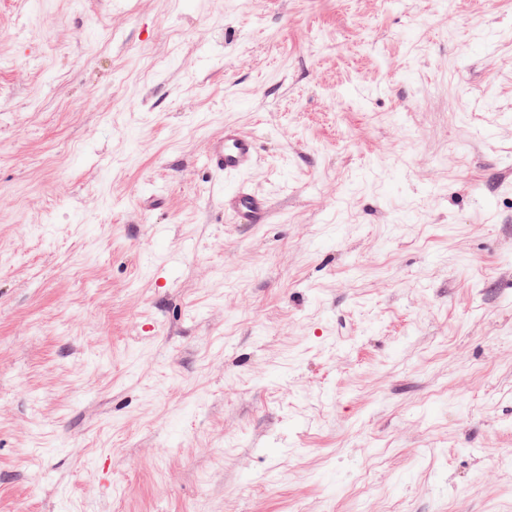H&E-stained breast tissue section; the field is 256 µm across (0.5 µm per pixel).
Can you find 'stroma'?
<instances>
[{
  "instance_id": "1",
  "label": "stroma",
  "mask_w": 512,
  "mask_h": 512,
  "mask_svg": "<svg viewBox=\"0 0 512 512\" xmlns=\"http://www.w3.org/2000/svg\"><path fill=\"white\" fill-rule=\"evenodd\" d=\"M0 512H512V0H0ZM255 139L235 125L225 124L224 132L208 141L204 161L218 178L241 176L252 170L257 161ZM266 210V200L239 185L231 194L224 195V215L233 224H259Z\"/></svg>"
}]
</instances>
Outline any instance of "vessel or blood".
Here are the masks:
<instances>
[{"instance_id":"b4317fda","label":"vessel or blood","mask_w":512,"mask_h":512,"mask_svg":"<svg viewBox=\"0 0 512 512\" xmlns=\"http://www.w3.org/2000/svg\"><path fill=\"white\" fill-rule=\"evenodd\" d=\"M204 161L210 173L216 177L244 175L256 164V141L235 125H225L221 135L208 141ZM265 210V199L243 184L224 197V214L234 224L258 223Z\"/></svg>"}]
</instances>
